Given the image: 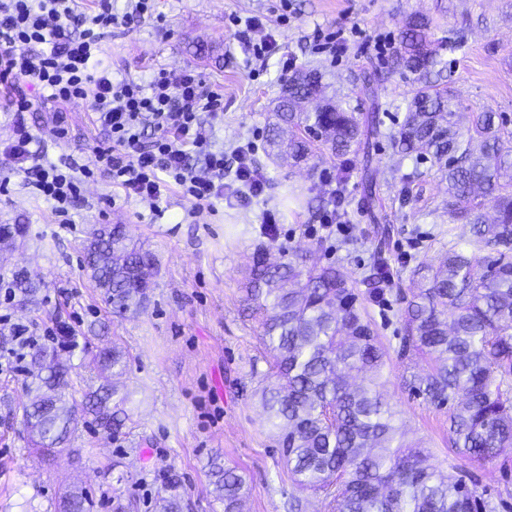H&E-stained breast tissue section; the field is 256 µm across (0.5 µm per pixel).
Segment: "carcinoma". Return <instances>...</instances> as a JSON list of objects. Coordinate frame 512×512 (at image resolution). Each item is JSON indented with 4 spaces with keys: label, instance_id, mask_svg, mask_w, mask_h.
Segmentation results:
<instances>
[{
    "label": "carcinoma",
    "instance_id": "cac0c4a2",
    "mask_svg": "<svg viewBox=\"0 0 512 512\" xmlns=\"http://www.w3.org/2000/svg\"><path fill=\"white\" fill-rule=\"evenodd\" d=\"M429 22L406 23L390 69L417 76L418 85L388 107L404 113L388 133L400 157L430 159L448 181V214L471 225L464 246L448 247L435 268L410 272L412 289L400 311L398 357L404 384L436 408H448V444L477 464L512 447V187L499 183L512 168V129L496 112H476L462 132L461 107L448 90L447 63L428 34ZM322 91L316 67L298 71L277 99L269 128L272 155L307 161L322 146L348 155L381 131L361 121L346 102L312 112L300 104ZM271 245L253 253L246 278L249 300L264 316L263 341L272 359L260 404L278 438L292 484L322 498L325 512H494L493 503L466 481L428 463L425 449L407 445L384 395L387 353L380 345L367 303L386 300L393 274L373 266L360 291L336 266L308 262L304 253L272 263ZM83 267L105 301L118 312L148 300L157 266L152 253L132 242L121 224L90 233ZM11 292L31 300L38 283L25 270L13 274ZM55 350L34 347L25 391L23 423L34 448H67L76 406L57 388L71 380L46 364ZM103 379L84 395L88 424L115 434L126 397L106 382V372L125 367L118 348L94 359ZM212 484L224 512H241L249 492L245 477L220 461L211 463ZM157 512H183L179 484ZM83 488L62 496L54 512H92Z\"/></svg>",
    "mask_w": 512,
    "mask_h": 512
}]
</instances>
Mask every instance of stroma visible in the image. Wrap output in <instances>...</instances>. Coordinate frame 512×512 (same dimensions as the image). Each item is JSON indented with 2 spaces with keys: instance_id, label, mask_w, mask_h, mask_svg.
<instances>
[{
  "instance_id": "obj_1",
  "label": "stroma",
  "mask_w": 512,
  "mask_h": 512,
  "mask_svg": "<svg viewBox=\"0 0 512 512\" xmlns=\"http://www.w3.org/2000/svg\"><path fill=\"white\" fill-rule=\"evenodd\" d=\"M415 14L428 19L433 39L451 28L464 31V49L444 58L450 88L465 112H499L512 123V0H156L154 15L133 16L130 24L113 28L101 61L115 76L146 81L161 69L195 68L224 93V118L214 124L216 147L228 151L255 142L269 182L264 199L211 207L193 206L174 191L156 214L99 176L84 184L73 223L64 229L51 204L0 164V178L9 181L0 192V224L29 227L24 245L0 266V277L23 267L40 283L33 302L11 301L8 312L17 323L62 320L74 328L78 348L57 346L70 368L71 401L81 403L85 392L98 387L92 359L115 346L126 358L116 383L128 396L119 434L81 421L71 443L75 457L41 458L23 425L27 376L0 373V512H53L76 486L92 494L94 512H112L118 499L132 501L134 512H155L172 479L181 485L184 512H223L209 473L215 456L246 477L250 493L243 512H284L294 487L257 397L269 368L262 316L249 309L241 286L263 239V209L282 216L274 252H306L312 262L336 265L359 284L376 260L406 277L418 263L438 264L449 245L470 236L468 225L450 218L447 183L430 160L407 158L392 173L387 134L403 115L372 110L373 102L402 98L413 87L411 76L390 71L388 63ZM247 16L276 34L279 50L267 62L248 61L235 37V18ZM330 38L345 44V52L322 51ZM306 65L323 72L327 96L374 115L384 137L341 158L325 153L301 166L268 162L272 109L284 81ZM11 98V89L0 88V144L20 122L47 161L93 165V149L107 134L93 123L89 101L16 114L9 110ZM60 114L66 117L62 137L56 133ZM341 166L350 171L343 203L349 231L329 235L306 201L323 195L327 174ZM102 224L126 225L154 255L158 273L144 306L114 311L84 270V244ZM401 306L392 293L387 306L368 308L388 353L385 391L397 422L409 441L423 443L431 464L463 475L493 499L496 512H512V449L483 465L454 455L447 410L405 386L397 356Z\"/></svg>"
}]
</instances>
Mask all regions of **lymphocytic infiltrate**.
I'll return each instance as SVG.
<instances>
[{"instance_id":"lymphocytic-infiltrate-1","label":"lymphocytic infiltrate","mask_w":512,"mask_h":512,"mask_svg":"<svg viewBox=\"0 0 512 512\" xmlns=\"http://www.w3.org/2000/svg\"><path fill=\"white\" fill-rule=\"evenodd\" d=\"M118 23L112 0H96L89 14L77 0H0V86L14 90L13 111H33L35 100L26 91L30 85L62 105L88 99L95 124L108 135L95 147L90 167L44 163L33 149L34 135L23 127L0 155L23 174L35 196L63 216L97 173L154 211L176 186L197 207L261 196L266 177L254 164L253 142L237 144L227 154L206 130L205 119L223 118L224 103L197 71L162 70L142 84L116 78L102 64L101 43ZM148 128L155 133L149 142L144 139ZM192 155L203 158L204 171L189 164ZM0 324L15 342L0 350V371H21L27 348L40 334L6 314L0 315Z\"/></svg>"}]
</instances>
